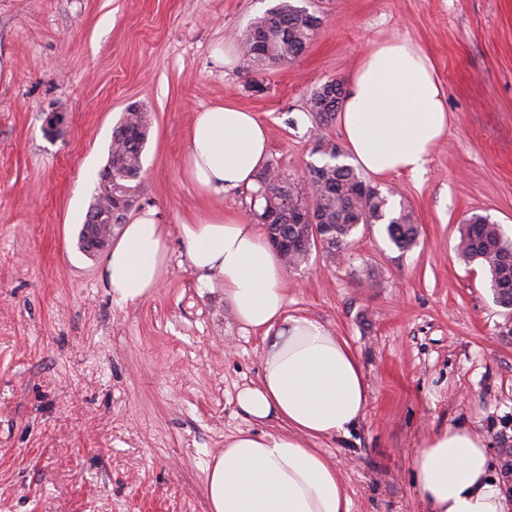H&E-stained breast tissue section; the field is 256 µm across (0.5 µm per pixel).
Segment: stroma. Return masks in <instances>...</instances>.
I'll use <instances>...</instances> for the list:
<instances>
[{"mask_svg":"<svg viewBox=\"0 0 512 512\" xmlns=\"http://www.w3.org/2000/svg\"><path fill=\"white\" fill-rule=\"evenodd\" d=\"M278 2L0 0V512H210L206 468L251 426L236 394L258 383L264 343L185 254L180 224L212 208L254 220L251 188L207 199L185 179L193 116L253 112L268 166L304 187L329 152L351 160L311 93L397 35L432 60L448 134L422 173L364 177L411 212L410 249L362 224L340 253L287 270V315L347 341L368 384L350 436L317 446L351 512H423L412 455L466 425L512 512V309L456 249L475 214L512 237V0H292L322 19L301 57L257 72L213 58ZM132 104L149 123L132 209H158L169 262L120 305L79 233ZM52 112L64 121L50 128Z\"/></svg>","mask_w":512,"mask_h":512,"instance_id":"stroma-1","label":"stroma"}]
</instances>
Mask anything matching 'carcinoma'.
<instances>
[{
  "instance_id": "cac0c4a2",
  "label": "carcinoma",
  "mask_w": 512,
  "mask_h": 512,
  "mask_svg": "<svg viewBox=\"0 0 512 512\" xmlns=\"http://www.w3.org/2000/svg\"><path fill=\"white\" fill-rule=\"evenodd\" d=\"M266 30L271 38L268 53L285 62L301 56L310 44L314 31L305 9L289 0L280 3L251 26ZM118 129L125 135L112 136L108 166L112 168V195L128 196V182L139 177L142 153L147 139V122L139 109H127ZM323 180V192L318 196L304 194L294 186L283 191L281 183L286 176L277 170H266L267 190L276 202L288 199V216L280 217L283 224L291 223L293 215L311 209L318 213L322 223L330 228L327 246L336 251L347 244L348 238L360 224H385L388 240L397 248L410 247L417 238L418 226L413 223L406 207L393 214L387 210V199L381 196L347 164L325 162L318 166ZM458 255L467 262L477 261L489 273V288L496 301L512 307V240L505 237L500 225L489 217L477 215L459 226Z\"/></svg>"
}]
</instances>
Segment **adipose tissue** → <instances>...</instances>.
<instances>
[{"mask_svg": "<svg viewBox=\"0 0 512 512\" xmlns=\"http://www.w3.org/2000/svg\"><path fill=\"white\" fill-rule=\"evenodd\" d=\"M449 119L431 60L400 37L364 52L339 116L355 163L374 175L422 172ZM267 157L264 125L224 104L196 112L183 169L210 198L253 185ZM180 234L191 266L222 282L237 321L264 339L260 381L236 396L252 426L227 438L207 468L210 512H350L338 471L313 443L349 436L362 419L358 358L322 322L286 316L285 266L255 225L215 208L181 224ZM168 261L165 226L147 208L106 256L103 279L116 303H133L158 287ZM267 421L279 431L261 430ZM411 464L425 512H503L484 439L470 428L432 433Z\"/></svg>", "mask_w": 512, "mask_h": 512, "instance_id": "adipose-tissue-1", "label": "adipose tissue"}]
</instances>
